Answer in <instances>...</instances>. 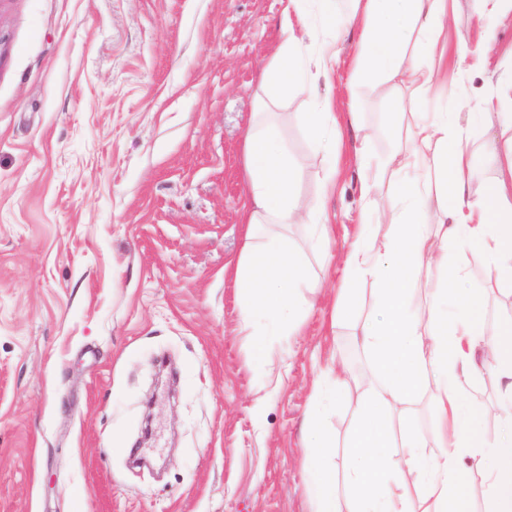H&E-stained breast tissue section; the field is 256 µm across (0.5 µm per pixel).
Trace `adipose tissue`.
<instances>
[{
	"instance_id": "1",
	"label": "adipose tissue",
	"mask_w": 512,
	"mask_h": 512,
	"mask_svg": "<svg viewBox=\"0 0 512 512\" xmlns=\"http://www.w3.org/2000/svg\"><path fill=\"white\" fill-rule=\"evenodd\" d=\"M318 2L332 25L330 37L317 40L306 19L300 32H287L261 73L262 93L245 138L246 245L235 265L241 328L251 331L261 318L286 328L305 309L300 290L309 283L307 268L281 228L302 224L310 242L327 241L323 201L336 184L323 180L310 200L299 195L301 168L288 152L278 109L291 94L312 98L301 121L321 152L339 156L334 99L316 97L300 50L304 41L317 40L314 64L320 75L330 76L343 36L362 27L354 79L393 81L414 96L403 115L406 136L392 152L377 161L366 145L355 149L361 166L379 164L401 192L398 207L387 215L364 199L366 224L346 257L340 303L357 299L360 284L368 281L382 313L378 320L365 318L356 332L375 375L358 380L340 371L333 386L314 383L316 397L332 392L345 401L357 426L350 440L349 491L342 498L324 463L329 440L322 419L309 415L303 470L313 512H467L464 479L474 472L486 486L487 512H512V324L492 339L483 322L488 289L512 293V112L482 115L494 131L490 151L497 175L493 182L479 181L460 113L425 109L439 89L438 73L427 62L434 50L427 36L446 22L447 0H354V10L342 17L334 0ZM468 251L483 256L487 288L466 287L454 256ZM434 270L450 276L420 296L423 275ZM481 365L501 381V395L490 408L468 397ZM428 379L436 425L424 432L414 428L412 415ZM491 413L500 424L492 439L483 428ZM430 444L439 453L423 473L421 450ZM395 446L402 454L392 455Z\"/></svg>"
}]
</instances>
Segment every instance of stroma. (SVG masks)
I'll return each mask as SVG.
<instances>
[{"mask_svg": "<svg viewBox=\"0 0 512 512\" xmlns=\"http://www.w3.org/2000/svg\"><path fill=\"white\" fill-rule=\"evenodd\" d=\"M281 0H0V512H312L302 460L321 410L343 474L353 422L316 400L330 361L367 377L334 304L364 196L389 206L392 83L317 78L342 125L338 164L282 104L288 149L313 197L330 168L331 237L306 246L314 282L288 333L239 329L244 141L259 75L284 39ZM432 32L446 87L431 112H497L512 92V10L457 0ZM284 357L282 382L253 357Z\"/></svg>", "mask_w": 512, "mask_h": 512, "instance_id": "obj_1", "label": "stroma"}]
</instances>
